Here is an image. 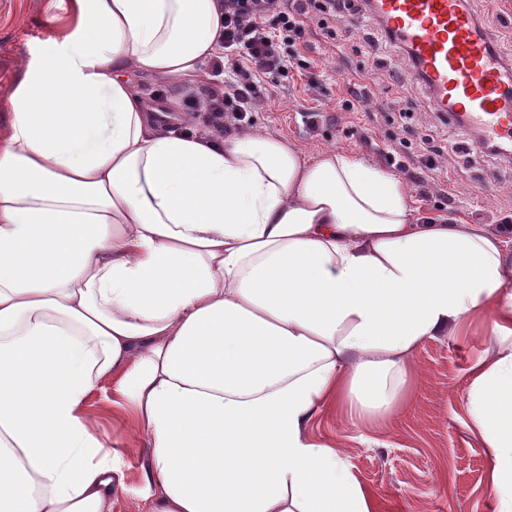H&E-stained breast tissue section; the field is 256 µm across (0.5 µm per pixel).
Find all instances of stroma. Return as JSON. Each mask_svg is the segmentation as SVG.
<instances>
[{
    "label": "stroma",
    "instance_id": "obj_1",
    "mask_svg": "<svg viewBox=\"0 0 512 512\" xmlns=\"http://www.w3.org/2000/svg\"><path fill=\"white\" fill-rule=\"evenodd\" d=\"M467 6L512 60V0H468ZM44 8L43 0H0V88L42 38ZM379 31L372 16L358 19L334 40L311 28L306 67L294 69L288 88L273 91L258 107L253 129L310 152L329 146L351 151L382 168L392 154L410 170L419 165L422 140L433 139L442 149L439 168L428 172L427 186H410V203L418 215H450L492 229L512 225V157L467 144L456 122L434 110L429 90L419 84L405 55L389 47L371 52L365 37ZM350 82L367 86L370 100L347 112L337 94ZM308 108L321 113L312 128L300 116ZM494 345L482 320L426 341L412 358L405 410L370 424L325 406L310 434L340 451L349 471L374 492L377 512H495L483 444L465 425L471 367ZM110 389V382L101 383L88 409L108 443L122 451L137 431L113 417L106 401Z\"/></svg>",
    "mask_w": 512,
    "mask_h": 512
}]
</instances>
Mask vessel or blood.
I'll list each match as a JSON object with an SVG mask.
<instances>
[{"instance_id":"1","label":"vessel or blood","mask_w":512,"mask_h":512,"mask_svg":"<svg viewBox=\"0 0 512 512\" xmlns=\"http://www.w3.org/2000/svg\"><path fill=\"white\" fill-rule=\"evenodd\" d=\"M431 90L434 108L477 144L512 156V62L463 0H371Z\"/></svg>"}]
</instances>
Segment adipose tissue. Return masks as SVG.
<instances>
[{"mask_svg":"<svg viewBox=\"0 0 512 512\" xmlns=\"http://www.w3.org/2000/svg\"><path fill=\"white\" fill-rule=\"evenodd\" d=\"M49 6L0 89V512H112L130 453L149 512H376L311 418L390 419L415 350L476 318L467 427L512 512V227L421 217L333 147L168 130L137 79L207 76L218 0ZM110 382L101 383L97 391L88 401L89 411L98 417L101 432L108 443L119 451L125 450L136 436L137 430L126 421L112 417V407L106 402L107 394L110 395Z\"/></svg>","mask_w":512,"mask_h":512,"instance_id":"ef3b65f1","label":"adipose tissue"}]
</instances>
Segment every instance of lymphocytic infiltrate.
Returning <instances> with one entry per match:
<instances>
[{
  "label": "lymphocytic infiltrate",
  "mask_w": 512,
  "mask_h": 512,
  "mask_svg": "<svg viewBox=\"0 0 512 512\" xmlns=\"http://www.w3.org/2000/svg\"><path fill=\"white\" fill-rule=\"evenodd\" d=\"M362 13L353 0H224V52L211 64L210 87L185 107L219 136L250 125L256 107L286 87L299 64L307 23L333 40L332 20Z\"/></svg>",
  "instance_id": "lymphocytic-infiltrate-1"
}]
</instances>
